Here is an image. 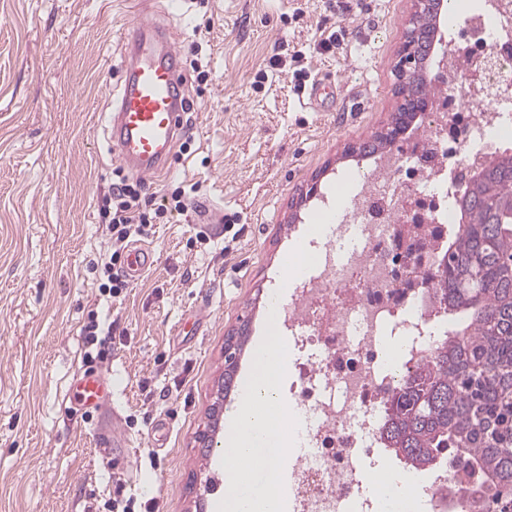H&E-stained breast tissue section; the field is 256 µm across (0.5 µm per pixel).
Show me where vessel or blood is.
<instances>
[{"mask_svg": "<svg viewBox=\"0 0 512 512\" xmlns=\"http://www.w3.org/2000/svg\"><path fill=\"white\" fill-rule=\"evenodd\" d=\"M120 58L124 81L112 111L102 119L120 166L135 177L157 178L167 171L174 143L184 129L187 78L167 29L140 17L128 29ZM150 265V252L134 246L126 256L125 275L139 280ZM80 405L100 409L112 398V381L88 373L76 385Z\"/></svg>", "mask_w": 512, "mask_h": 512, "instance_id": "obj_1", "label": "vessel or blood"}]
</instances>
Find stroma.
Returning a JSON list of instances; mask_svg holds the SVG:
<instances>
[{"instance_id": "stroma-1", "label": "stroma", "mask_w": 512, "mask_h": 512, "mask_svg": "<svg viewBox=\"0 0 512 512\" xmlns=\"http://www.w3.org/2000/svg\"><path fill=\"white\" fill-rule=\"evenodd\" d=\"M412 0H0V512H215L224 433L196 441L224 381L227 337L247 329L235 379L263 336L280 267L325 194L373 174L357 153L402 101L395 66ZM147 15L187 74V149L145 180L149 207L178 184L186 208L153 225L152 263L119 297L104 205L119 165L100 112L121 80L122 33ZM335 35L333 51L320 49ZM301 62H293L294 54ZM209 76L199 81L191 62ZM306 77H298V68ZM328 89L305 104L307 85ZM231 231L213 235L205 206ZM97 316L112 327L88 343ZM112 378L129 448L102 447L79 411L86 371Z\"/></svg>"}]
</instances>
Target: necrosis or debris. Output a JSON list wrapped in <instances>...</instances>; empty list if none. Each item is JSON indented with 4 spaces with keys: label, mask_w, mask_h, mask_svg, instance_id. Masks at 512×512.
<instances>
[{
    "label": "necrosis or debris",
    "mask_w": 512,
    "mask_h": 512,
    "mask_svg": "<svg viewBox=\"0 0 512 512\" xmlns=\"http://www.w3.org/2000/svg\"><path fill=\"white\" fill-rule=\"evenodd\" d=\"M471 52L458 66L465 94L446 83L433 98L425 131L411 138L397 167L373 174L351 194L341 220L357 246L337 262L334 241L298 278L284 310L293 399L310 415V452L291 467L288 512H379L369 485L389 466L382 438L384 403L397 376L425 359L448 335V316L404 264L413 254L431 265L448 246L439 238L400 241L402 221L419 210L423 223L457 221L454 171L480 166L512 143V0L481 5L465 18ZM409 173L414 197L398 199V179ZM398 343L387 359L384 350ZM424 512H459L468 486L462 470L420 480Z\"/></svg>",
    "instance_id": "necrosis-or-debris-1"
}]
</instances>
